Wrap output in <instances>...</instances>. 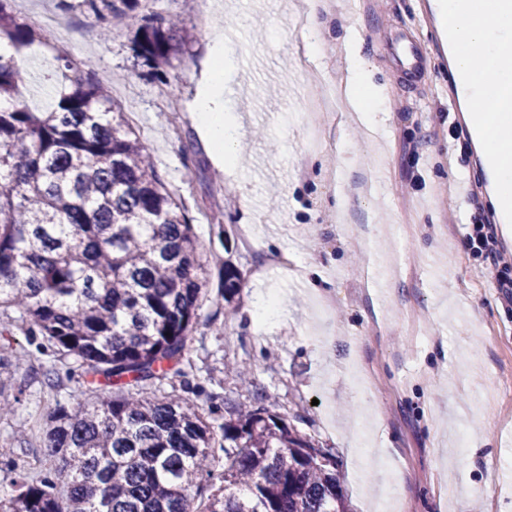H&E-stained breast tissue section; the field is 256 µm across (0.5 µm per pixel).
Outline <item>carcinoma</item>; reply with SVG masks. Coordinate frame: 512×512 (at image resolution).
Segmentation results:
<instances>
[{"instance_id": "1", "label": "carcinoma", "mask_w": 512, "mask_h": 512, "mask_svg": "<svg viewBox=\"0 0 512 512\" xmlns=\"http://www.w3.org/2000/svg\"><path fill=\"white\" fill-rule=\"evenodd\" d=\"M106 24L138 25L137 60L170 65L172 41L189 37L178 16L146 0H57ZM40 40L0 0V42L21 51ZM57 100L44 111L18 102L16 59L0 58V334L15 326L55 359L34 379L54 407L44 446L54 467L34 476L10 460L0 512H350L336 453L300 435L256 391L214 426L197 388L167 390L209 296L192 218L106 87L55 51ZM239 270L224 264L231 305ZM68 358L108 390L67 406L58 362ZM18 366L0 352V417ZM224 452L219 462L215 449Z\"/></svg>"}]
</instances>
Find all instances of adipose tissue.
<instances>
[{"label": "adipose tissue", "instance_id": "adipose-tissue-1", "mask_svg": "<svg viewBox=\"0 0 512 512\" xmlns=\"http://www.w3.org/2000/svg\"><path fill=\"white\" fill-rule=\"evenodd\" d=\"M433 7L440 22H456L452 72L456 79L470 82V119L490 113L497 107L498 87L512 85V64L504 63L499 54L505 43L512 42V12L503 10L500 0H434ZM343 44L350 70L346 104L358 126L376 130L382 101L368 97L369 76L358 55L356 32H349ZM211 52L216 63L209 74L210 88L198 99L195 118L203 138L219 156L229 158L238 144L236 127L224 114V72L231 50L218 41ZM485 152L493 164L495 207L500 210L512 196V142L487 141Z\"/></svg>", "mask_w": 512, "mask_h": 512}]
</instances>
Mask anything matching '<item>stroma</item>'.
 <instances>
[{
    "mask_svg": "<svg viewBox=\"0 0 512 512\" xmlns=\"http://www.w3.org/2000/svg\"><path fill=\"white\" fill-rule=\"evenodd\" d=\"M330 23L311 51L307 0H151L180 16L161 78L131 63L135 27L102 31L87 11L67 12L63 46L105 84L187 207L208 262L242 274L237 310L203 302L188 353L190 376L216 403L248 401L226 374L238 361L269 405L302 436L335 449L352 512H512V302L467 246L468 225L494 217L491 184L462 118L448 45L430 0H322ZM383 99L379 148L352 114L317 106L344 86L345 29ZM18 56L29 106L50 105L56 62L44 44ZM420 50L419 77L400 72L402 36ZM234 65L224 111L239 129L237 157L219 161L192 119L205 92L210 44ZM278 293L282 315L258 320V294ZM21 357L14 415L0 419V462L54 463L16 431L46 397L33 370L52 355L19 328L0 347Z\"/></svg>",
    "mask_w": 512,
    "mask_h": 512,
    "instance_id": "obj_1",
    "label": "stroma"
}]
</instances>
